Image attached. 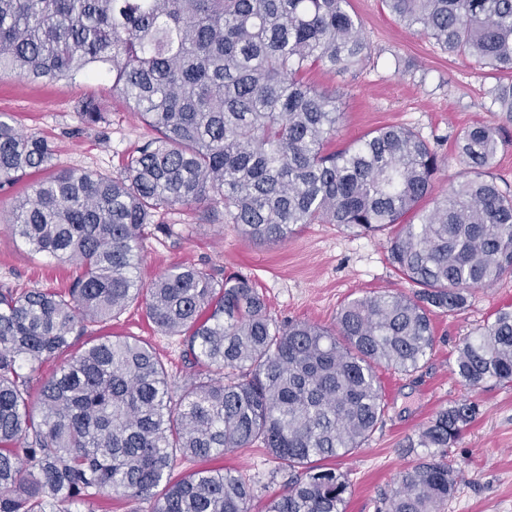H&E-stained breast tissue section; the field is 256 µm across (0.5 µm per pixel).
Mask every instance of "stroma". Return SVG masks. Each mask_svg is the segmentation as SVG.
Here are the masks:
<instances>
[{
  "label": "stroma",
  "mask_w": 512,
  "mask_h": 512,
  "mask_svg": "<svg viewBox=\"0 0 512 512\" xmlns=\"http://www.w3.org/2000/svg\"><path fill=\"white\" fill-rule=\"evenodd\" d=\"M350 9L363 21L370 59L351 73L317 70L309 76L316 87L342 92L337 109L344 117L334 148L375 129L403 125L452 158L461 131L483 122L502 129L504 144L492 172L512 185V124L494 112L488 96L495 75L406 29L381 0H350ZM86 99L105 108L102 122L93 127L83 125L77 114L79 102ZM0 113L12 116L22 131L52 140L58 169L117 173L152 135L113 95L108 80L45 84L5 75L0 77ZM28 191L24 180L0 188V289L68 287L79 275V266L31 252L7 228L14 206ZM142 254L141 276L146 281L184 263L218 280L230 273L249 277L280 324L328 326L350 299L408 288L388 260L383 234L356 235L333 224H310L285 243L261 244L226 222L220 203L159 211L144 230ZM503 311H512V274L475 291L461 311L434 317L435 346L416 373L378 368L386 402L383 421L362 448L337 461L351 484L346 512H384V497L422 454L417 446L422 428L438 410L464 399L475 403L479 414L448 450L459 485L444 512H512V386L487 382L467 388L454 373L462 340ZM85 334L131 336L148 343L160 353L175 385L194 374L183 357L180 337L157 332L141 302H132L117 321L87 324ZM222 463L255 482L251 512H263L289 479L278 460L257 447L225 454Z\"/></svg>",
  "instance_id": "35a3bbf8"
}]
</instances>
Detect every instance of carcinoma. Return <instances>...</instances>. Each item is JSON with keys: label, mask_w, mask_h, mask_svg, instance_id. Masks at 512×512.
Returning a JSON list of instances; mask_svg holds the SVG:
<instances>
[{"label": "carcinoma", "mask_w": 512, "mask_h": 512, "mask_svg": "<svg viewBox=\"0 0 512 512\" xmlns=\"http://www.w3.org/2000/svg\"><path fill=\"white\" fill-rule=\"evenodd\" d=\"M405 27L499 74L491 103L512 122V0H382ZM349 0H0V75L31 82L112 80L153 136L116 175L53 169L47 139L0 115V187L44 172L7 225L39 253L77 264L62 292L0 291V512H72L109 494L152 512H248L251 481L209 460L255 443L296 473L264 512H345L350 455L382 422L377 368L414 373L433 351L432 316L463 309L512 273V187L492 176L500 128L475 123L447 166L414 130L389 125L330 149L343 119L311 68L348 72L371 55ZM82 124L103 120L93 101ZM433 198L432 208L423 207ZM224 203L250 238L284 243L307 224L388 234L411 288L354 298L336 324L279 325L249 278L218 281L181 265L146 283L144 226L162 208ZM202 368L171 384L129 336L86 341L32 397L23 366L69 351L86 323L137 299ZM455 374L468 387L512 385V312L466 339ZM478 415L466 400L420 432L428 452L403 471L385 512H441L455 494L451 447Z\"/></svg>", "instance_id": "cac0c4a2"}]
</instances>
